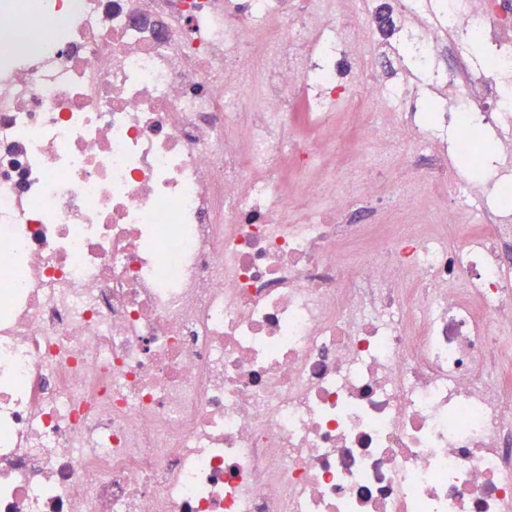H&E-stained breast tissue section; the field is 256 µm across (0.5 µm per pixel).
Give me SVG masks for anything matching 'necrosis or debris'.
Wrapping results in <instances>:
<instances>
[{"label": "necrosis or debris", "instance_id": "obj_1", "mask_svg": "<svg viewBox=\"0 0 512 512\" xmlns=\"http://www.w3.org/2000/svg\"><path fill=\"white\" fill-rule=\"evenodd\" d=\"M337 0H0V512H512V203L312 178ZM455 40L512 65L482 0ZM460 128L492 97L451 71ZM405 167L448 147L395 127ZM304 170L300 193L282 178Z\"/></svg>", "mask_w": 512, "mask_h": 512}]
</instances>
